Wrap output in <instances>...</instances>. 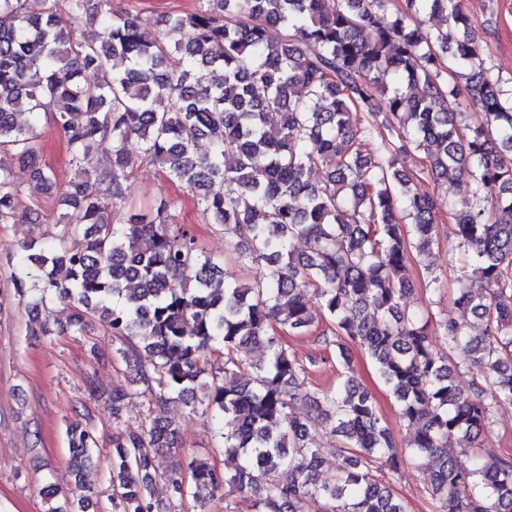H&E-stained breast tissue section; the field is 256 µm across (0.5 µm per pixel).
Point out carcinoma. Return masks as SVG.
<instances>
[{
    "label": "carcinoma",
    "mask_w": 512,
    "mask_h": 512,
    "mask_svg": "<svg viewBox=\"0 0 512 512\" xmlns=\"http://www.w3.org/2000/svg\"><path fill=\"white\" fill-rule=\"evenodd\" d=\"M202 0L192 13L162 19L148 39L112 0H46L33 15L25 0H0V152L30 169L34 188L66 210L60 233L27 242L3 284L27 307L69 301L67 325L41 334L82 336L96 314L148 395L142 432L112 434L108 466L113 512H169L151 487L155 458L172 452L176 427L168 403L203 390L217 447L240 459L226 476L187 464L198 489L231 485L264 512H302L320 495L336 512H407L373 478L396 471L401 456L372 394L353 372L350 344L373 361L400 419L414 429L407 449L431 469L430 495L442 512H512V456L487 461L474 442L493 424V408L512 403V218L489 219L482 203L512 215V91L484 66L463 0ZM97 22L94 41L72 36ZM437 19V34L423 25ZM387 96V110L375 98ZM465 96L486 124L461 131L453 104ZM362 113L355 125L353 112ZM61 135L71 176L59 180L43 158L42 116ZM384 129L380 139L373 131ZM210 144L194 159L186 131ZM138 144L137 157L128 150ZM112 144L110 172L97 174L95 149ZM427 152L426 172L453 197L475 206L455 216L454 235L468 266L486 284L475 293L458 280L452 315L436 321L404 308L413 291L411 252L432 250L441 198L414 185L399 163ZM157 165L196 199L224 236L262 275L243 284L206 257L175 202L125 211L134 159ZM472 168L464 184L457 171ZM326 171L314 183L311 172ZM19 188L0 167V224L19 221ZM301 240L303 253L293 244ZM484 322L468 333V318ZM336 347L340 382L308 393L317 415L295 411L307 369L278 338L319 326ZM448 356L436 350V340ZM263 347L267 362L240 380L243 349ZM224 352L222 375L200 380L201 363ZM483 369L461 393L453 372ZM129 392L107 395L112 416ZM321 423L339 441L343 464L319 477L311 434ZM75 483L41 489L47 512L86 509L95 495L82 480L97 436L91 423L65 427ZM470 455V464L459 461ZM176 500L181 468L167 474Z\"/></svg>",
    "instance_id": "carcinoma-1"
}]
</instances>
